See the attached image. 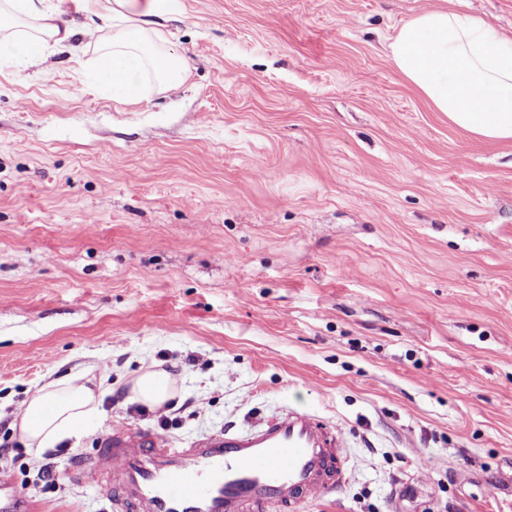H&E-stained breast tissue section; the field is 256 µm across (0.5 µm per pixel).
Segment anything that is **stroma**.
<instances>
[{"instance_id": "1", "label": "stroma", "mask_w": 512, "mask_h": 512, "mask_svg": "<svg viewBox=\"0 0 512 512\" xmlns=\"http://www.w3.org/2000/svg\"><path fill=\"white\" fill-rule=\"evenodd\" d=\"M183 3L174 89L0 62V474L33 512H106L74 462L156 430L130 393L155 363L177 439L287 407L342 429L347 485L299 512H512V142L387 50L447 3L512 37V0ZM71 374L99 412L32 455L12 422Z\"/></svg>"}]
</instances>
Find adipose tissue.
<instances>
[{
  "label": "adipose tissue",
  "instance_id": "1",
  "mask_svg": "<svg viewBox=\"0 0 512 512\" xmlns=\"http://www.w3.org/2000/svg\"><path fill=\"white\" fill-rule=\"evenodd\" d=\"M80 19L60 0H0V58L29 67L61 53L80 37L93 45L91 74L113 99L133 100L153 89L183 85L186 59L168 45L169 23L185 21L182 0H79ZM394 66L449 122L478 138L512 141V40L477 16L447 7L408 20L389 45ZM174 382L145 369L133 397L152 408L173 396ZM103 392L80 377L36 389L13 428L32 453L76 437L99 411Z\"/></svg>",
  "mask_w": 512,
  "mask_h": 512
}]
</instances>
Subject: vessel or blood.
I'll list each match as a JSON object with an SVG mask.
<instances>
[{"label":"vessel or blood","instance_id":"1","mask_svg":"<svg viewBox=\"0 0 512 512\" xmlns=\"http://www.w3.org/2000/svg\"><path fill=\"white\" fill-rule=\"evenodd\" d=\"M75 475L99 485L117 512H297L348 480L343 432L284 409L247 430L225 428L175 445L166 435L115 426ZM0 512H30L0 475Z\"/></svg>","mask_w":512,"mask_h":512}]
</instances>
